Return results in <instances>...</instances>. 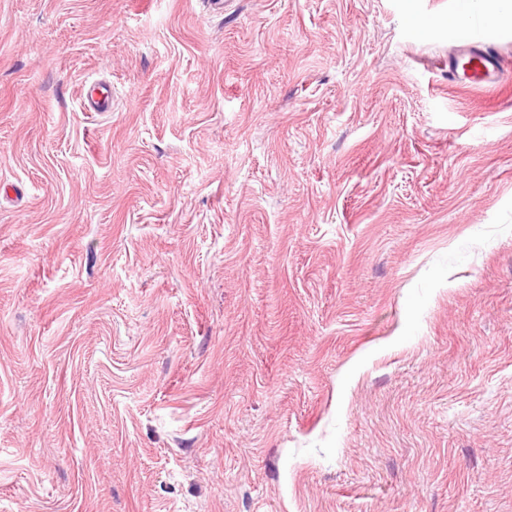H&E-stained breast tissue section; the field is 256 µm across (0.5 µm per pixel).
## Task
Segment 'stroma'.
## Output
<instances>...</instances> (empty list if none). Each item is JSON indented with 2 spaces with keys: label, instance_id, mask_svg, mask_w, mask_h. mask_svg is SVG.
<instances>
[{
  "label": "stroma",
  "instance_id": "1",
  "mask_svg": "<svg viewBox=\"0 0 512 512\" xmlns=\"http://www.w3.org/2000/svg\"><path fill=\"white\" fill-rule=\"evenodd\" d=\"M457 6L0 0V512H512V28L456 88ZM83 108L87 112H108L112 108V93L110 89L92 85L88 88Z\"/></svg>",
  "mask_w": 512,
  "mask_h": 512
}]
</instances>
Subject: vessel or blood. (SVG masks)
I'll return each instance as SVG.
<instances>
[{"mask_svg":"<svg viewBox=\"0 0 512 512\" xmlns=\"http://www.w3.org/2000/svg\"><path fill=\"white\" fill-rule=\"evenodd\" d=\"M452 37L463 50L461 83L482 90L494 87L498 82L500 63L485 46L484 24L471 20L466 27L456 29ZM83 108L88 112H107L112 108L110 89L93 85L85 94Z\"/></svg>","mask_w":512,"mask_h":512,"instance_id":"obj_1","label":"vessel or blood"}]
</instances>
